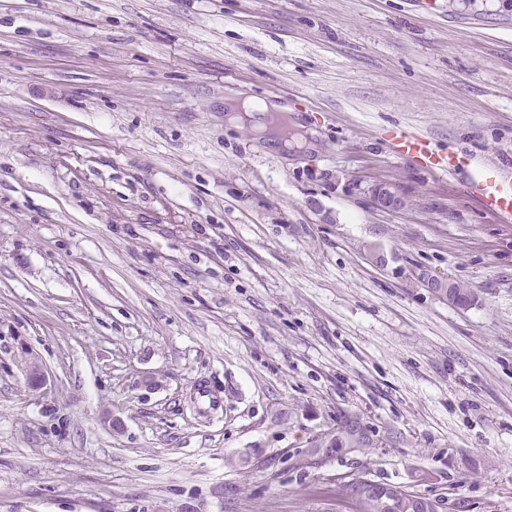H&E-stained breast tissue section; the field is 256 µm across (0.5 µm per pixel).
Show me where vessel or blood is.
<instances>
[{"label":"vessel or blood","instance_id":"b4317fda","mask_svg":"<svg viewBox=\"0 0 512 512\" xmlns=\"http://www.w3.org/2000/svg\"><path fill=\"white\" fill-rule=\"evenodd\" d=\"M391 139L398 154L429 171L450 175L461 167H469L470 187L478 193L485 209L502 223H512V174L504 167L493 163L475 164L467 154L438 152L432 141L419 132L401 129L393 133Z\"/></svg>","mask_w":512,"mask_h":512}]
</instances>
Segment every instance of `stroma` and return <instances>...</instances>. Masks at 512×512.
I'll use <instances>...</instances> for the list:
<instances>
[{
    "label": "stroma",
    "instance_id": "stroma-1",
    "mask_svg": "<svg viewBox=\"0 0 512 512\" xmlns=\"http://www.w3.org/2000/svg\"><path fill=\"white\" fill-rule=\"evenodd\" d=\"M397 128L512 165V0H0V512H512V224ZM241 108L243 109V115L239 114ZM281 109V106L263 99L248 98L242 101L234 100L230 102L227 112L235 113L229 114L227 119L230 123L240 122L245 118L250 119L257 131L267 133L269 131L268 125L256 119L252 112H262L263 115H265L267 112H278L281 111ZM263 115L261 117H263ZM352 478L351 480H353ZM346 481L343 482L342 485L339 486L338 491L344 503L347 504L348 510L347 512H415L422 511L417 506L422 502V500H430L427 498L419 497L414 494L404 492V491H394L390 487L379 486L376 484H372L373 488L379 490H386L385 497L381 499V497L376 496L370 499L361 498L358 495L357 482L355 481ZM389 494L395 495L396 502L398 503L397 507H391L385 505L386 497Z\"/></svg>",
    "mask_w": 512,
    "mask_h": 512
}]
</instances>
